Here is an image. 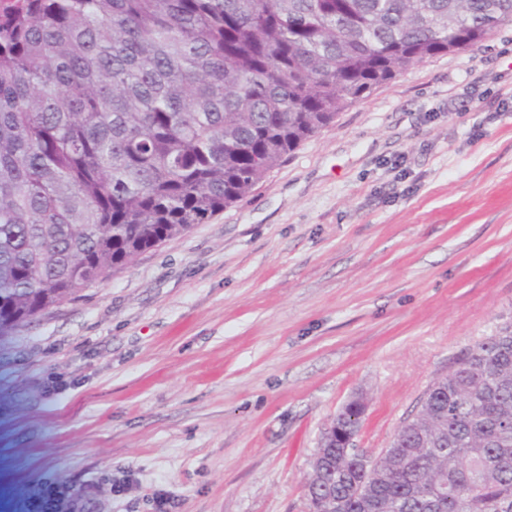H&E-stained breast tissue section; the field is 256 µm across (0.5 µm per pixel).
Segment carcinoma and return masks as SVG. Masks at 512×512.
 I'll use <instances>...</instances> for the list:
<instances>
[{"label": "carcinoma", "mask_w": 512, "mask_h": 512, "mask_svg": "<svg viewBox=\"0 0 512 512\" xmlns=\"http://www.w3.org/2000/svg\"><path fill=\"white\" fill-rule=\"evenodd\" d=\"M512 0H0V340L237 203L339 112ZM366 405L330 424L341 441ZM316 512H512V321Z\"/></svg>", "instance_id": "cac0c4a2"}]
</instances>
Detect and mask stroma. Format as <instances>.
Returning <instances> with one entry per match:
<instances>
[{
  "label": "stroma",
  "mask_w": 512,
  "mask_h": 512,
  "mask_svg": "<svg viewBox=\"0 0 512 512\" xmlns=\"http://www.w3.org/2000/svg\"><path fill=\"white\" fill-rule=\"evenodd\" d=\"M512 318V24L339 112L241 201L0 342V512H309Z\"/></svg>",
  "instance_id": "stroma-1"
}]
</instances>
